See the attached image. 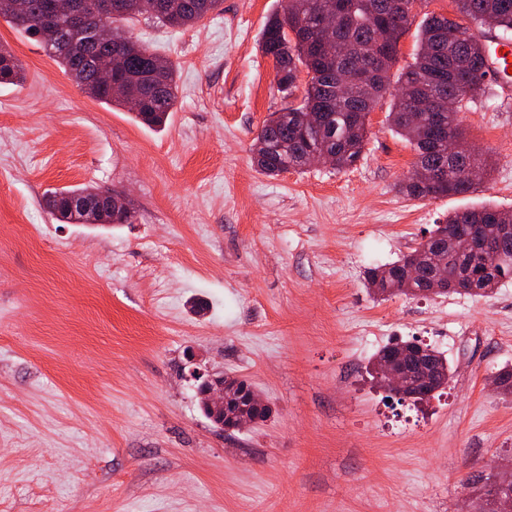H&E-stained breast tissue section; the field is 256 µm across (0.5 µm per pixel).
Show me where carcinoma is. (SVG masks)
Masks as SVG:
<instances>
[{
  "label": "carcinoma",
  "instance_id": "carcinoma-1",
  "mask_svg": "<svg viewBox=\"0 0 512 512\" xmlns=\"http://www.w3.org/2000/svg\"><path fill=\"white\" fill-rule=\"evenodd\" d=\"M45 0H28L30 20L15 19L16 0H0V19L13 28L40 39L48 54L63 73L92 99L109 105L128 106L136 99L139 110L135 120L148 127H161L177 101L176 68L163 61L160 69L152 61L160 57L150 46L135 42L125 47L127 70L112 74V86L100 82L98 71L105 66L113 48L96 42V27L113 26L147 15L172 28L192 26L219 9L222 0H168L177 3L170 9L157 8L159 0H122L124 9L102 17H93L80 28L72 19L59 17L53 22L54 37L44 38L41 22ZM345 12L336 29L318 28L317 13L336 9V0H284L282 10L269 16L260 34L259 47L278 64L275 72L277 91L287 96L297 88L299 74L314 73L307 82L300 104L271 113L254 138L255 165L267 176H277L302 168L308 150L321 145L343 170L361 158L367 136V121L376 104L390 89V84L408 85L424 99H457L456 109L448 112H418L413 101L394 96L389 121L395 132L416 154L415 166L442 172L446 185L438 189L412 179L401 186L402 193L413 199H433L467 193L476 182L461 176V168L477 167L481 159L461 140L459 108L462 103L486 94L487 55L471 32L472 27L489 24L512 40V0H453L457 19L448 24L438 13L424 14L416 35L413 62L398 69L396 80L391 70L398 61L399 42L411 24L408 4L411 0H343ZM345 69L366 70L371 77L355 86L350 95L337 87L339 73ZM24 68L16 56L0 45V84L23 82ZM453 139L455 160L445 155L442 140ZM74 198L92 202L100 216L112 219V204L106 198L84 194V189L50 191L45 208L56 218L69 219L78 208ZM450 224H482L499 252L498 262L486 264L478 257L460 259L445 230ZM418 248L434 253V261L421 266L415 274L406 270L405 258L391 265L370 269L366 288L379 297L424 295L429 288L434 267L442 265L448 275L446 292L455 293L456 279L473 285L472 294L491 293L505 279H512V211L491 206L456 212L434 225ZM410 365L414 368L428 359L440 365L442 376L423 391H411L406 397L424 401L443 390L452 378V368L440 352L416 341H405ZM224 423L237 424L248 417L247 424L268 419L271 407L253 403L254 387L247 379L224 377Z\"/></svg>",
  "mask_w": 512,
  "mask_h": 512
}]
</instances>
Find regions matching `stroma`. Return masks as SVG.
Returning a JSON list of instances; mask_svg holds the SVG:
<instances>
[{
    "label": "stroma",
    "instance_id": "35a3bbf8",
    "mask_svg": "<svg viewBox=\"0 0 512 512\" xmlns=\"http://www.w3.org/2000/svg\"><path fill=\"white\" fill-rule=\"evenodd\" d=\"M281 0H223L190 28L128 24L177 69L160 128L85 94L0 20L25 80L0 85V512H470L478 477L512 462V280L487 297L376 299L369 269L448 214L512 210V101L467 103L477 191L415 200V162L368 117L362 159L275 177L253 138L288 101L259 49ZM126 197L132 221L64 224L55 188ZM445 337L454 376L387 425L369 373L381 347ZM248 379L272 416L226 433L193 370Z\"/></svg>",
    "mask_w": 512,
    "mask_h": 512
}]
</instances>
